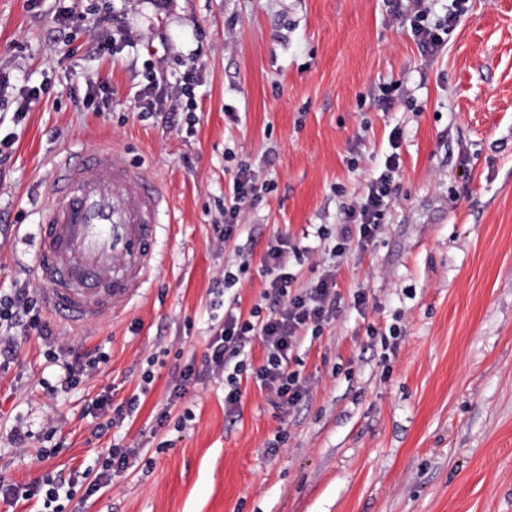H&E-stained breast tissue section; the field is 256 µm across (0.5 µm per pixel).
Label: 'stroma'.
Masks as SVG:
<instances>
[{
  "instance_id": "35a3bbf8",
  "label": "stroma",
  "mask_w": 512,
  "mask_h": 512,
  "mask_svg": "<svg viewBox=\"0 0 512 512\" xmlns=\"http://www.w3.org/2000/svg\"><path fill=\"white\" fill-rule=\"evenodd\" d=\"M427 5L457 15L432 56L387 0H0V293L44 298L32 238L63 156L110 144L179 217L123 317L76 331L45 308L53 340L12 336L1 475L81 480L117 446L135 466L76 512H512V0ZM394 150L384 226L340 261L336 317L302 340L306 398L282 412L245 377L230 416L207 373L173 398L225 308L263 304L268 246L308 248L292 286L313 284ZM244 167L264 189L221 245ZM52 347L108 360L60 390ZM135 394L96 433L93 401Z\"/></svg>"
}]
</instances>
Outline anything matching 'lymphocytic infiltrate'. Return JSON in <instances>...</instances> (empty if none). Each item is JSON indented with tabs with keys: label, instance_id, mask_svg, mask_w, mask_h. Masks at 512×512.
I'll use <instances>...</instances> for the list:
<instances>
[{
	"label": "lymphocytic infiltrate",
	"instance_id": "1",
	"mask_svg": "<svg viewBox=\"0 0 512 512\" xmlns=\"http://www.w3.org/2000/svg\"><path fill=\"white\" fill-rule=\"evenodd\" d=\"M394 20L410 31L413 39L429 55L444 45L447 23L430 22L427 8L419 0L403 6L402 0H388ZM401 167L399 154L387 156L383 169L372 176L367 191L345 212L340 236L329 250L331 259L312 286L295 291L291 264L301 263L305 252L291 245L288 239L278 238L268 247L261 268L271 279L264 292L267 310L253 309L250 317L234 311L224 313V321L209 342L204 362L212 373L224 377V409L235 413L240 407L241 390L238 375L249 372L257 385L265 390L274 406L290 410L298 406L308 391V381L290 367L296 360L301 332H319L336 316L340 296L336 291V265L346 255L350 245L368 246L381 230L384 211L395 187ZM260 187L254 171L240 169L234 178L229 197L224 202V221L215 230L220 242L231 239L239 227L247 203L254 200ZM48 333L37 303L29 290L20 289L0 298V343L8 342L12 330ZM261 341L264 357L251 366L242 354L253 341ZM76 480L65 471L57 470L26 485H18L0 476V498L31 499L41 497L53 512H63L59 499H74Z\"/></svg>",
	"mask_w": 512,
	"mask_h": 512
}]
</instances>
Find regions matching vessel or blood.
Listing matches in <instances>:
<instances>
[{"label":"vessel or blood","mask_w":512,"mask_h":512,"mask_svg":"<svg viewBox=\"0 0 512 512\" xmlns=\"http://www.w3.org/2000/svg\"><path fill=\"white\" fill-rule=\"evenodd\" d=\"M33 269L50 310L74 327L123 315L161 260V215L173 210L112 148L54 165Z\"/></svg>","instance_id":"b4317fda"}]
</instances>
